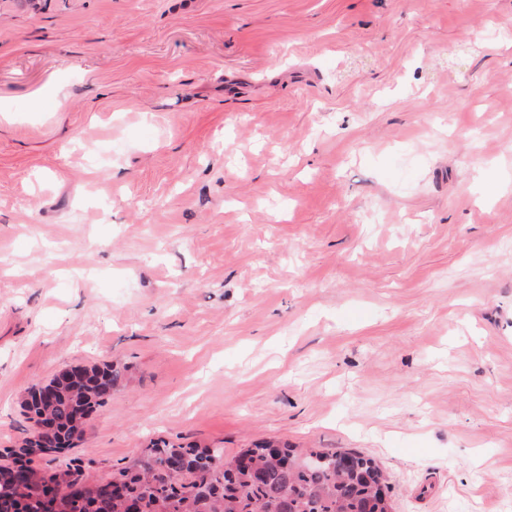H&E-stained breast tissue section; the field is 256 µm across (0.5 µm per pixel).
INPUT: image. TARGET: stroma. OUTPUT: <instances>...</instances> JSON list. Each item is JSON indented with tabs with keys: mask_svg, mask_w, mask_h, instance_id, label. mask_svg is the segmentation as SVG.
Masks as SVG:
<instances>
[{
	"mask_svg": "<svg viewBox=\"0 0 512 512\" xmlns=\"http://www.w3.org/2000/svg\"><path fill=\"white\" fill-rule=\"evenodd\" d=\"M372 458L512 512V0H0V448ZM91 369L96 374L101 375L103 382L100 386L97 384L81 385L79 386V389L72 391L67 396L55 397L54 402L51 404L44 405L42 400H37L34 394L36 387H33L28 391L32 401H24L21 407L23 415L30 423H32L30 431L28 435L23 438L19 448L3 449L7 456L14 457L13 463L18 461V458L15 455L22 456V454H26L28 457L33 455H29V452L26 449L27 446L24 444L29 443L28 436L32 433L34 428L35 431L30 436L32 442L34 443L36 441H40L45 443L44 439L40 435L47 429L48 423L42 422L35 427V425L39 422V419L45 415H47L48 419L54 421L57 424V434L55 435L56 438H63L66 440L68 448H65V451H69L75 446V441L82 436L84 431V423L82 424L84 417L80 414V411L84 404L88 403V396L86 391L91 392L92 396L94 397L93 404H87V406L90 407V410L87 414L88 416L97 407L102 406L106 402V397L112 394V388L115 387L122 378L121 370L119 368L113 367L112 364H104L101 368L94 365ZM100 387H103L104 389L101 390Z\"/></svg>",
	"mask_w": 512,
	"mask_h": 512,
	"instance_id": "obj_1",
	"label": "stroma"
}]
</instances>
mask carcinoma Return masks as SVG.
<instances>
[{
	"label": "carcinoma",
	"instance_id": "cac0c4a2",
	"mask_svg": "<svg viewBox=\"0 0 512 512\" xmlns=\"http://www.w3.org/2000/svg\"><path fill=\"white\" fill-rule=\"evenodd\" d=\"M102 383L85 384L45 404L29 390L23 415L37 424L43 416L57 424L56 437L73 448L84 431L80 411L102 406L122 378L111 364L93 366ZM344 450H297L272 442L243 448L224 460L222 448L155 443L132 464L118 470L113 494H96L82 466L71 463L50 474L28 468L32 479L13 477L0 466V512H364L366 502L386 486L375 462L356 452L342 469Z\"/></svg>",
	"mask_w": 512,
	"mask_h": 512
}]
</instances>
